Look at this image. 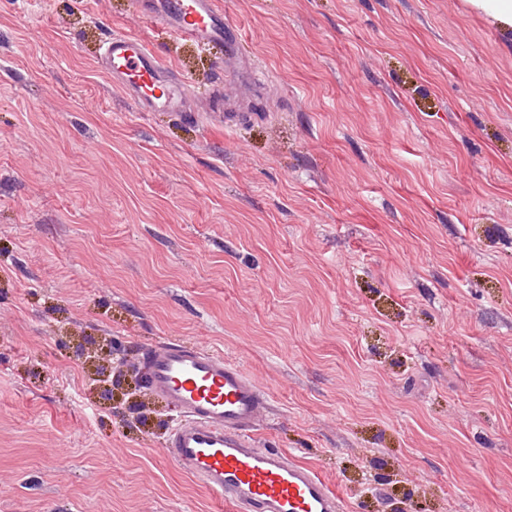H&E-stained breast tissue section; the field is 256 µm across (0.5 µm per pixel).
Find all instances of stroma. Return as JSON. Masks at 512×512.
<instances>
[{
	"instance_id": "obj_1",
	"label": "stroma",
	"mask_w": 512,
	"mask_h": 512,
	"mask_svg": "<svg viewBox=\"0 0 512 512\" xmlns=\"http://www.w3.org/2000/svg\"><path fill=\"white\" fill-rule=\"evenodd\" d=\"M226 9L260 79L229 134L99 60L145 33L204 108L220 49L0 0V512H230L164 453L163 343L239 362L347 512H512V37L465 0Z\"/></svg>"
}]
</instances>
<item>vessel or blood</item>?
<instances>
[{
	"mask_svg": "<svg viewBox=\"0 0 512 512\" xmlns=\"http://www.w3.org/2000/svg\"><path fill=\"white\" fill-rule=\"evenodd\" d=\"M138 16L202 48L224 46L232 68L239 29L220 0H133ZM105 73L142 112H182L184 84L141 35L112 34L105 43ZM146 389L181 418L165 454L236 512H344L339 490L313 467L252 437L269 395L247 371L206 347L169 343L143 358Z\"/></svg>",
	"mask_w": 512,
	"mask_h": 512,
	"instance_id": "b4317fda",
	"label": "vessel or blood"
}]
</instances>
